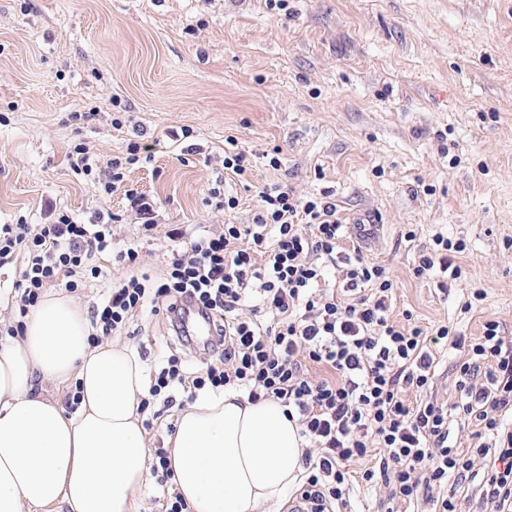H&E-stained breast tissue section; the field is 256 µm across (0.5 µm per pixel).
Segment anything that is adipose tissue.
Listing matches in <instances>:
<instances>
[{
    "label": "adipose tissue",
    "mask_w": 512,
    "mask_h": 512,
    "mask_svg": "<svg viewBox=\"0 0 512 512\" xmlns=\"http://www.w3.org/2000/svg\"><path fill=\"white\" fill-rule=\"evenodd\" d=\"M83 310L48 294L22 335L0 342V512H136L149 477L137 407L148 380L129 349L91 343ZM75 383L65 414L34 381ZM173 481L192 512H265L302 470L303 440L286 407L227 389L180 411L169 437Z\"/></svg>",
    "instance_id": "1"
}]
</instances>
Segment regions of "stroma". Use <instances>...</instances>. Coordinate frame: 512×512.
<instances>
[{
	"label": "stroma",
	"mask_w": 512,
	"mask_h": 512,
	"mask_svg": "<svg viewBox=\"0 0 512 512\" xmlns=\"http://www.w3.org/2000/svg\"><path fill=\"white\" fill-rule=\"evenodd\" d=\"M116 118L145 132L125 179L155 202L150 230L71 170L78 146L125 157ZM231 143L245 177L224 169ZM272 186L335 203L344 248L392 276L394 319L468 337L495 320L512 342V0H0V225L52 206L112 216L100 276L72 294L84 312L113 281L159 279L171 229L252 223ZM215 188L238 207L216 209ZM438 233L467 244L466 279L444 289L414 273ZM131 244L136 264L119 263ZM475 288L486 297L464 310ZM116 341L148 371L177 343L151 302ZM437 358L409 402H455L463 355Z\"/></svg>",
	"instance_id": "obj_1"
}]
</instances>
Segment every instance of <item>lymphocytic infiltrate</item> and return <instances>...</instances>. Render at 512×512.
Masks as SVG:
<instances>
[{"mask_svg":"<svg viewBox=\"0 0 512 512\" xmlns=\"http://www.w3.org/2000/svg\"><path fill=\"white\" fill-rule=\"evenodd\" d=\"M140 150L129 143L125 158L103 166L81 148L72 168L103 193L122 192L149 228L153 199L124 184V168L139 161ZM347 232L332 202L303 200L278 186L265 189L253 223L228 224L220 234L188 241L171 230L179 246L163 277L117 282L93 308L91 327L100 336L120 332L149 301L169 312L187 301L218 316L209 364L196 368L183 355H169L140 407L159 398L172 403L178 392L191 403L225 388L254 401H281L306 445L300 498L311 512H344L357 480L385 482L391 500L407 502L452 477L477 481L483 512H512V428L502 425L512 414V344H505L494 320L472 338L445 324L425 328L409 312L402 321L391 319L393 280L382 265L344 250ZM111 250L112 226L100 220L81 224L60 212L45 224H1L0 266H20L19 318L46 289L61 285L74 292L86 277H98L91 260ZM465 250L464 240L435 236L415 273L460 279L456 258ZM328 265L342 276L341 293L320 288ZM249 298L271 315L270 324L239 315ZM445 341L467 351L457 367L459 401L451 408L434 399L408 402V389L429 387L436 368L432 347ZM313 366L326 369V376L312 377ZM452 409L482 426L485 441L467 451L455 448L448 429ZM488 455L493 466L476 474L474 457ZM371 456L378 466L360 476L344 468Z\"/></svg>","mask_w":512,"mask_h":512,"instance_id":"lymphocytic-infiltrate-1","label":"lymphocytic infiltrate"}]
</instances>
